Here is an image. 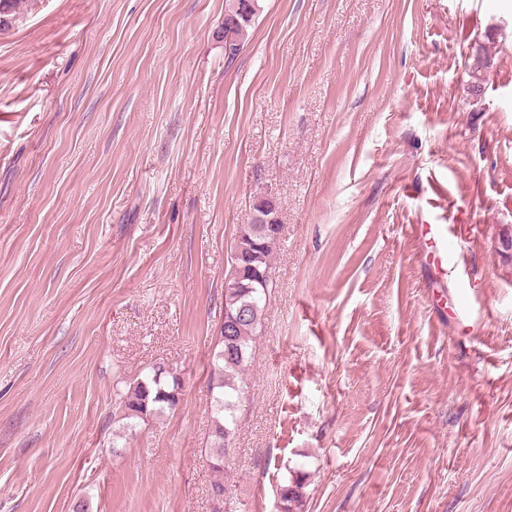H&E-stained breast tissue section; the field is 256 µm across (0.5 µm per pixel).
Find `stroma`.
<instances>
[{
  "label": "stroma",
  "instance_id": "stroma-1",
  "mask_svg": "<svg viewBox=\"0 0 512 512\" xmlns=\"http://www.w3.org/2000/svg\"><path fill=\"white\" fill-rule=\"evenodd\" d=\"M22 0L0 30V512H210L224 273L276 282L224 512H512V0ZM493 58L468 90L478 45ZM412 224H465L440 278ZM162 366L175 409H116ZM262 200L267 203H262ZM252 224L256 226L258 232H266L274 236L280 234L281 225L278 220L277 203L272 195H266L254 201L249 212L248 222L241 226L238 237L241 240L252 241L253 249L258 252L260 257L258 264L261 272H265L269 268L275 273L273 256L278 239L256 237L252 232ZM306 478L302 475L281 486L278 494V512H300L304 506Z\"/></svg>",
  "mask_w": 512,
  "mask_h": 512
}]
</instances>
